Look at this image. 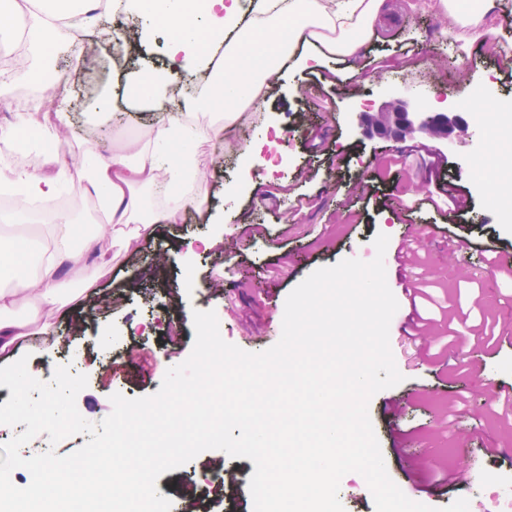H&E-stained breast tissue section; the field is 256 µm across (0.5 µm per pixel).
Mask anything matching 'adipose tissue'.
<instances>
[{"instance_id":"obj_1","label":"adipose tissue","mask_w":512,"mask_h":512,"mask_svg":"<svg viewBox=\"0 0 512 512\" xmlns=\"http://www.w3.org/2000/svg\"><path fill=\"white\" fill-rule=\"evenodd\" d=\"M67 2L42 0L38 9L27 11L19 0H0V41L10 42L16 19H23L26 58L34 62L55 44L60 27L97 25L95 0H82L76 11L69 10ZM384 5L385 0H255L254 16L249 19L240 0H128L130 16L143 18L144 25L134 34L124 24H113L107 36L114 43H130L135 35L147 40L152 33L149 22L158 17L169 30L166 74L136 73L126 87L133 102L152 112V137L167 151L155 155L131 139L121 154L88 166L77 190L95 200L105 214L112 242L107 248L100 245L98 235L55 208L64 176L57 149L68 117L64 98L41 112L15 113L12 122L0 125V141L34 129L49 145L42 155L41 173L0 168V187L38 202L44 222L61 226L51 254L38 257L31 273L19 268L13 240L0 238V273L12 274L11 287L0 289V353L7 352L29 325L28 320L14 316L20 303L55 307L64 291L65 273H76L86 285H94L112 262V246L130 245L150 237L158 224L181 221L180 209L143 211L131 195L136 187L175 184L192 168V158L182 148L188 132L184 115L168 106L171 77L204 76L208 89L204 106L217 110L225 98H233L235 106L224 118L236 120L279 83L281 70L271 64V55L289 56L301 66L318 54L355 60L366 50ZM214 43L224 46V64L218 70L213 69L208 51Z\"/></svg>"}]
</instances>
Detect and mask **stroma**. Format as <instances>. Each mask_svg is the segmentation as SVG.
Returning <instances> with one entry per match:
<instances>
[{"mask_svg":"<svg viewBox=\"0 0 512 512\" xmlns=\"http://www.w3.org/2000/svg\"><path fill=\"white\" fill-rule=\"evenodd\" d=\"M389 2L396 20L376 27L354 68L328 57L307 67L286 63L280 85L235 128L216 134L211 118L195 123L186 145L195 156L193 175L164 193L135 192L145 209L183 206L180 223L157 225L152 236L118 253L93 288L69 278L74 302L41 310L11 356L0 355V366L26 358L43 382L61 365L86 375L77 409L99 423L112 411V394L152 395L167 369L188 357L193 310H215L224 340L264 351L280 339L285 300L300 282L346 258L373 260L372 240L383 233L387 283L399 304L389 342L403 380L372 397L369 415L389 476L409 499L441 508L480 498L512 469V278L485 253L493 246L512 254V213L491 202L495 194L512 199V185L491 187L470 171L472 158L500 153L501 134L477 125L483 105L474 94L493 81L501 96H512V57L500 53L512 44V0H500L489 37L449 29L432 0H412L409 8L404 0ZM168 38L165 27L155 26L139 54L125 60L114 57L113 43L97 29L85 33L93 49L86 59L70 56L68 39L60 38L41 94L19 106L0 103L3 124L15 112L43 110L60 88L92 83L89 97L69 108L61 155L68 167L62 189L72 200L67 214L80 224L105 221L76 190L86 161L111 158L131 137L154 146L152 115L129 101L124 79L142 69L163 71ZM107 94L117 115L92 119V107ZM440 98L462 119L448 139L379 136L358 121L360 112L393 99L414 111ZM462 99L472 101L471 111H459ZM272 129L282 137L284 167L243 174L236 145L265 143ZM314 136L324 140L316 154L308 150ZM449 186L465 197L452 224L433 207L414 209L416 199ZM205 191L212 196L208 224L183 205ZM452 232L471 242L459 262L448 258ZM217 234L222 244L199 247V239ZM173 323L180 328L175 339L167 334ZM473 418L480 430L470 429ZM450 453L473 463L470 478L432 475L433 460ZM221 468L239 482L216 492ZM254 470L250 459L209 450L163 473L156 487L170 497L171 512H194L196 498L209 512H253L247 482Z\"/></svg>","mask_w":512,"mask_h":512,"instance_id":"obj_1","label":"stroma"}]
</instances>
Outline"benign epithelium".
I'll return each mask as SVG.
<instances>
[{"label":"benign epithelium","mask_w":512,"mask_h":512,"mask_svg":"<svg viewBox=\"0 0 512 512\" xmlns=\"http://www.w3.org/2000/svg\"><path fill=\"white\" fill-rule=\"evenodd\" d=\"M361 126L371 134L404 138L416 132L435 138H449L459 128L458 119L443 113L411 111L407 104L393 100L374 113H359Z\"/></svg>","instance_id":"7a95c632"}]
</instances>
